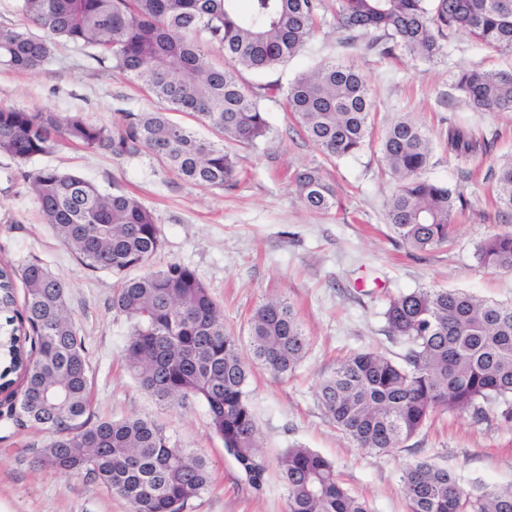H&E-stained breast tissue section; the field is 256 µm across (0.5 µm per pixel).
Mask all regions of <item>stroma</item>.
Segmentation results:
<instances>
[{
	"label": "stroma",
	"mask_w": 512,
	"mask_h": 512,
	"mask_svg": "<svg viewBox=\"0 0 512 512\" xmlns=\"http://www.w3.org/2000/svg\"><path fill=\"white\" fill-rule=\"evenodd\" d=\"M335 59L358 66L376 103L375 132L395 114L408 115L436 145L428 174L457 187L471 208L454 227L451 245L428 253L407 252L387 224L385 202L393 180L379 144L359 157L325 160L303 137L280 102H266L267 139L237 151L243 171L233 189L205 188L177 178L153 157L116 159L75 144L30 161L83 177L106 192L135 194L150 208L163 246L154 269L177 261L195 269L224 311V323L246 335L249 315L260 303L287 296L312 346L292 377H273L251 367L249 389L261 450L276 462L286 448L301 445L335 462L349 491L372 512H407L400 486L405 463L435 461L454 471L463 486L480 481L512 485V425L497 418L474 421L445 414L404 447L386 453L353 447L325 417L317 381L345 354L372 350L388 357L399 344L385 332L383 311L390 296L420 287L460 289L495 302L512 301V273L481 266L476 250L485 238L512 232V217L492 203L491 172L512 156V112H477L463 105L456 88L464 69L512 66V54L459 34L443 55H383L364 42H343L333 21L268 80L288 83L319 63ZM80 113L90 122L120 124L125 111L154 109L138 83L119 78L86 52L59 44L53 61L37 72L0 67V105ZM460 124L492 138L490 152L461 165L438 140ZM324 165L340 209L318 214L301 203L288 172ZM19 163L0 153V265L38 258L66 286L73 318L85 338L93 370L91 395L102 417L146 416L182 444L200 450L211 474L210 489L187 512H286L284 490L270 473L261 491L240 481L232 458L208 427L204 407L182 410L155 401L124 367L128 327L112 309L111 273L86 268L42 224L29 188L15 180ZM47 435L0 425V512H128L126 502L77 473L39 468L36 451Z\"/></svg>",
	"instance_id": "1"
}]
</instances>
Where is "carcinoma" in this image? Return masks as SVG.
Returning a JSON list of instances; mask_svg holds the SVG:
<instances>
[{"label":"carcinoma","mask_w":512,"mask_h":512,"mask_svg":"<svg viewBox=\"0 0 512 512\" xmlns=\"http://www.w3.org/2000/svg\"><path fill=\"white\" fill-rule=\"evenodd\" d=\"M34 35L0 24V65L37 72L64 39L97 53L112 72L141 84L159 104L152 112H124L117 127L79 115L0 106V153L22 164L77 143L116 159L155 157L178 178L206 188L236 185V155L224 143L253 144L270 125L263 101L284 97L302 135L329 158L357 157L371 141L375 110L367 81L353 65L325 61L282 88L259 83L247 90L241 71L283 65L311 40L324 0H20ZM336 29L348 41L390 54L399 49L431 57L459 32L485 46L512 52V0H336ZM214 47L224 63L209 59ZM462 101L488 112H512V70H463ZM185 112L208 126L202 138L173 121ZM448 156L466 164L488 151L475 130L448 125ZM433 141L413 120L390 123L381 139L385 165L396 181L387 223L407 248L428 252L446 243L460 192L427 175ZM44 223L92 271L118 278L112 309L128 324L125 364L138 387L160 403L202 405L209 429L224 444L246 485L268 480L248 390L253 362L287 378L302 363L311 339L286 298L257 305L248 319V344L224 325V311L195 270L171 262L150 267L163 239L154 214L136 197L104 192L52 167L19 169ZM496 204L512 215V158L494 170ZM302 204L328 213L334 186L321 166L293 174ZM478 262L512 272V234L477 248ZM135 269L137 276H129ZM24 287L15 308V281ZM0 419L16 429L48 434L38 465L83 473L124 499L130 512H186L211 485L204 455L181 445L148 417L105 419L91 405L84 338L68 309L65 285L41 260L0 266ZM387 336L404 352L393 360L375 351L336 362L319 378L325 416L356 447L400 448L437 415L494 412L512 423V303L479 299L446 288H416L389 298ZM20 389H15V384ZM287 512H369L342 484L335 465L302 446L278 459ZM408 512H512V486L481 482L464 488L429 460L408 463L400 476Z\"/></svg>","instance_id":"obj_1"}]
</instances>
